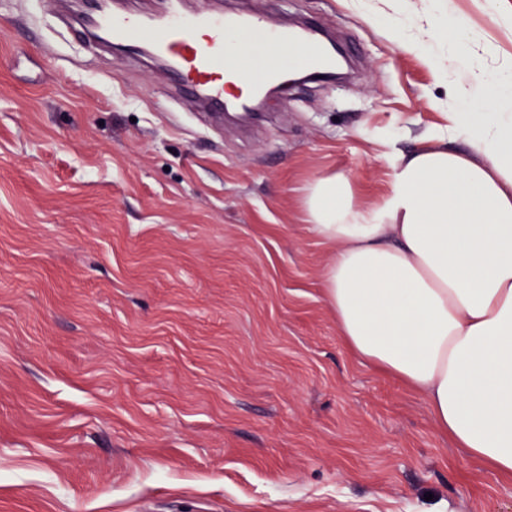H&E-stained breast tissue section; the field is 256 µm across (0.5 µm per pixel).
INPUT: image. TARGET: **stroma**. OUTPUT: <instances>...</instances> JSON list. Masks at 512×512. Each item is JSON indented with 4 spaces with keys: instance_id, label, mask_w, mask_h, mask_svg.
Here are the masks:
<instances>
[{
    "instance_id": "stroma-1",
    "label": "stroma",
    "mask_w": 512,
    "mask_h": 512,
    "mask_svg": "<svg viewBox=\"0 0 512 512\" xmlns=\"http://www.w3.org/2000/svg\"><path fill=\"white\" fill-rule=\"evenodd\" d=\"M512 65V0H446ZM311 18L357 58L255 127L173 97L142 58L0 0V512H512V478L437 431L425 399L344 346L329 249L299 201L447 125L424 0H224Z\"/></svg>"
}]
</instances>
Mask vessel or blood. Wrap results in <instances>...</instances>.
Masks as SVG:
<instances>
[{
  "mask_svg": "<svg viewBox=\"0 0 512 512\" xmlns=\"http://www.w3.org/2000/svg\"><path fill=\"white\" fill-rule=\"evenodd\" d=\"M88 23L118 45L149 47L180 87L193 90L202 104L230 112L248 110L269 84H287L289 67L279 61L284 52L297 53L299 66L316 77L336 69L335 49L319 28L274 26L264 14H224L209 7L190 15L172 9L159 17L101 12ZM239 34L264 43L270 65L256 68L250 60L226 53L225 42ZM246 70L251 73L249 85L236 86L234 75Z\"/></svg>",
  "mask_w": 512,
  "mask_h": 512,
  "instance_id": "obj_1",
  "label": "vessel or blood"
}]
</instances>
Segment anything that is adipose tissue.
Returning a JSON list of instances; mask_svg holds the SVG:
<instances>
[{"mask_svg":"<svg viewBox=\"0 0 512 512\" xmlns=\"http://www.w3.org/2000/svg\"><path fill=\"white\" fill-rule=\"evenodd\" d=\"M436 39L469 76L468 111L398 155L378 201L358 206L334 173L301 205L330 249L321 288L347 348L422 395L454 447L512 477V66L488 70L456 27ZM458 137L465 150L449 149Z\"/></svg>","mask_w":512,"mask_h":512,"instance_id":"ef3b65f1","label":"adipose tissue"}]
</instances>
